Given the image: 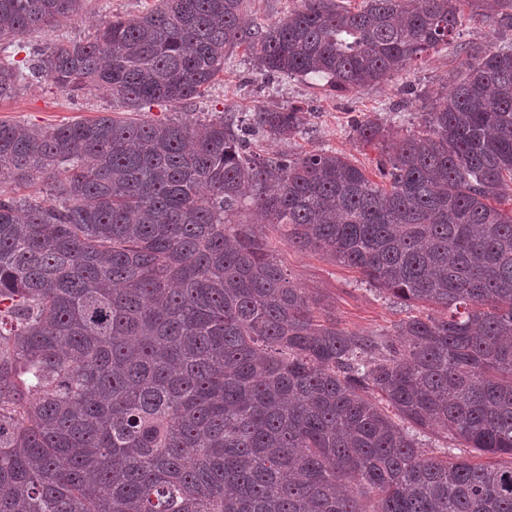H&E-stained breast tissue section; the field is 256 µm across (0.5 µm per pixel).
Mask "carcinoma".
<instances>
[{
    "label": "carcinoma",
    "instance_id": "obj_1",
    "mask_svg": "<svg viewBox=\"0 0 512 512\" xmlns=\"http://www.w3.org/2000/svg\"><path fill=\"white\" fill-rule=\"evenodd\" d=\"M83 0H0V100L105 88L182 106L244 47L264 75L360 91L448 44L464 8L512 28V0H243L108 13L31 63L15 40ZM464 71L375 176L325 150L261 155L305 117L103 114L0 122V512H512V45L458 44ZM256 222H236L243 207ZM402 301L393 335L317 316L259 225ZM434 430L486 462L423 451ZM245 19L271 24L288 15V11L300 4V0H244Z\"/></svg>",
    "mask_w": 512,
    "mask_h": 512
}]
</instances>
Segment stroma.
<instances>
[{
  "mask_svg": "<svg viewBox=\"0 0 512 512\" xmlns=\"http://www.w3.org/2000/svg\"><path fill=\"white\" fill-rule=\"evenodd\" d=\"M152 0H85L82 9L58 28L36 31L18 41L19 56L28 59L46 44L92 33L99 15L113 13L128 18L142 15ZM459 57L451 47L438 46L411 68L393 74L359 92L339 93L325 81L299 77L266 78L255 69L243 49L230 52L224 72L204 96L188 104V111L202 119L224 110L251 112L259 106L294 105L305 113L303 132L287 144L254 137L257 152L290 153L329 150L344 154L366 169H373L377 148L360 142L353 126L375 119L391 135L419 130L422 112L428 111L459 73ZM112 99L103 91H89L73 98L51 86L39 84L12 99L0 101V121L53 129L80 120H91L111 111ZM275 255L291 282L319 291L329 311L345 330L367 336L392 330L400 319L425 311L419 303L402 305L370 290L360 273L320 253L299 250L281 240L279 231L268 229Z\"/></svg>",
  "mask_w": 512,
  "mask_h": 512,
  "instance_id": "1",
  "label": "stroma"
}]
</instances>
